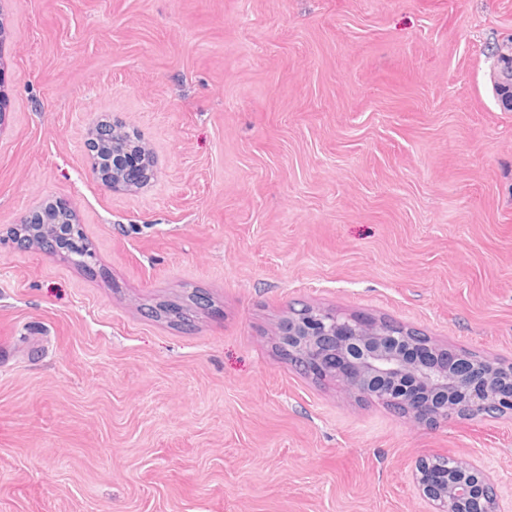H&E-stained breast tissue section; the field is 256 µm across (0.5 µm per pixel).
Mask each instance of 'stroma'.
<instances>
[{
	"label": "stroma",
	"mask_w": 512,
	"mask_h": 512,
	"mask_svg": "<svg viewBox=\"0 0 512 512\" xmlns=\"http://www.w3.org/2000/svg\"><path fill=\"white\" fill-rule=\"evenodd\" d=\"M509 43L512 0H0V512H429L448 456L512 512V417L416 421L276 337L301 302L512 362ZM103 119L146 185L93 175ZM48 200L92 271L7 238Z\"/></svg>",
	"instance_id": "stroma-1"
}]
</instances>
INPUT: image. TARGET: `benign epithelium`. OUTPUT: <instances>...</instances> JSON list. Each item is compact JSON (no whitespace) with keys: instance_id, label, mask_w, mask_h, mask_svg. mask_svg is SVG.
I'll return each instance as SVG.
<instances>
[{"instance_id":"7a95c632","label":"benign epithelium","mask_w":512,"mask_h":512,"mask_svg":"<svg viewBox=\"0 0 512 512\" xmlns=\"http://www.w3.org/2000/svg\"><path fill=\"white\" fill-rule=\"evenodd\" d=\"M279 344L290 354L302 353L316 373L332 375L367 396L398 401L419 420L448 418L456 399L469 416H478L494 392L501 413H512V376L498 381L490 372L463 367L448 360L446 349L434 351L432 360L410 363L404 351L413 342L405 334L335 311H293L280 325ZM407 379L425 391L426 399L415 401L401 391ZM434 465L433 460H422L413 474L430 512H497L495 498L487 497L492 479L475 463L461 460L445 468L439 483L432 480Z\"/></svg>"}]
</instances>
